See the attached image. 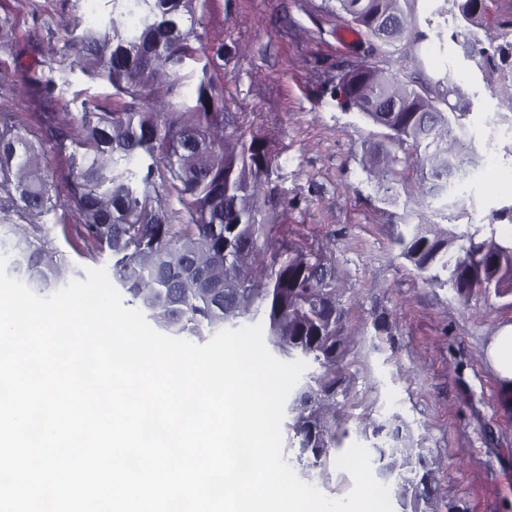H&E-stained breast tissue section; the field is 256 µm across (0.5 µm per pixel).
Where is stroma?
Segmentation results:
<instances>
[{
  "label": "stroma",
  "mask_w": 512,
  "mask_h": 512,
  "mask_svg": "<svg viewBox=\"0 0 512 512\" xmlns=\"http://www.w3.org/2000/svg\"><path fill=\"white\" fill-rule=\"evenodd\" d=\"M109 0H0L19 41L65 54L71 15L104 20ZM347 19L326 0H213L197 31L204 42L223 35L228 112L270 138L278 170L270 186L290 238L322 248L336 269L347 310L346 395L336 423L340 450L361 442L363 428L388 423L434 465L439 512H512V401L487 348L512 325V295L460 297L425 282L393 244L400 224H432L481 238L512 241V222L492 213L512 205V123L495 121L508 91L486 85L461 45L466 32L448 0H416L398 45L408 71L437 79L453 72L471 100L466 137L481 161L460 205L439 212L419 196V171L399 175L401 201L385 202L365 162L375 128L343 106L336 87L349 65L372 62L369 41L345 39ZM24 74L0 54V104L35 112L37 97L20 93ZM496 138L494 161L483 159ZM55 252L60 285L86 280L90 268H111L110 251L87 252L55 214L9 213L0 221V255L12 257L15 233Z\"/></svg>",
  "instance_id": "stroma-1"
}]
</instances>
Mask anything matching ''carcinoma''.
Wrapping results in <instances>:
<instances>
[{
  "label": "carcinoma",
  "instance_id": "carcinoma-1",
  "mask_svg": "<svg viewBox=\"0 0 512 512\" xmlns=\"http://www.w3.org/2000/svg\"><path fill=\"white\" fill-rule=\"evenodd\" d=\"M414 0H336L351 29L389 48L382 63L348 68L338 87L346 104L381 129V150L390 170L408 165L388 147L423 148L421 195L440 209L460 203L455 179L477 166L472 143L459 120L470 111L468 93L452 72L435 82H417L393 68L397 46L413 16ZM479 0H453L457 20L492 32L462 44L483 81L512 86V0L495 10ZM211 0H112L98 26L77 15L79 31L68 43L71 65L112 85L104 99L80 112L59 105L57 81L65 72L46 60H26V48L0 46L28 72L23 91L44 104L31 113L0 106V190L18 211L60 213L59 223L87 250L112 252V278L154 325L197 342L239 320L262 318L268 343L281 355L317 364L288 405L291 444L308 453L305 467L326 468L336 447L330 409L344 382L347 352L345 308L336 297L335 269L321 250L305 248L282 232L276 205L264 191L275 161L271 141L247 132L230 118L219 61L226 45L200 43L198 12ZM454 97L455 103L448 102ZM41 130L40 145L27 126ZM66 166L62 189L51 193L39 156ZM393 243L423 279L451 283L467 298L475 292L512 295V242L477 238L426 224L400 225ZM14 265L39 293L57 287L55 256L25 234L12 245ZM394 444L368 448L380 478L392 479L400 512H438L435 498L407 496L397 481L434 474L426 457Z\"/></svg>",
  "mask_w": 512,
  "mask_h": 512
}]
</instances>
